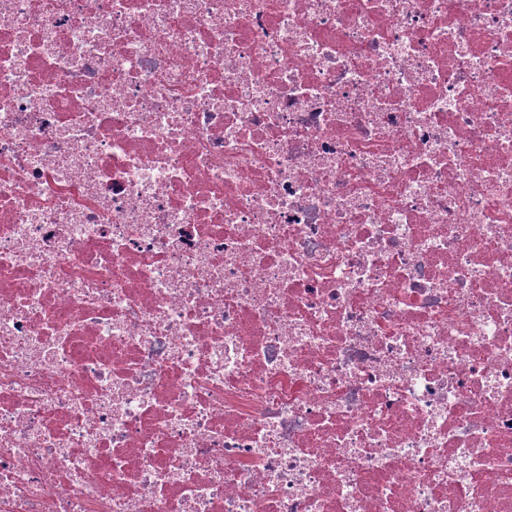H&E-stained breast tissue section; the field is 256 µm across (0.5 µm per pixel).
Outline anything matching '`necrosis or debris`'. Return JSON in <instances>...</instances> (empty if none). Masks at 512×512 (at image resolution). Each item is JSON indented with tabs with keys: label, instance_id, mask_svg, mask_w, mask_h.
Segmentation results:
<instances>
[{
	"label": "necrosis or debris",
	"instance_id": "4bbe7bcc",
	"mask_svg": "<svg viewBox=\"0 0 512 512\" xmlns=\"http://www.w3.org/2000/svg\"><path fill=\"white\" fill-rule=\"evenodd\" d=\"M0 512H512V0H0Z\"/></svg>",
	"mask_w": 512,
	"mask_h": 512
}]
</instances>
